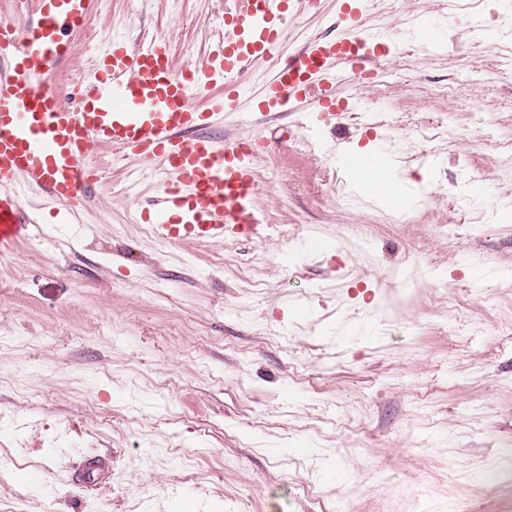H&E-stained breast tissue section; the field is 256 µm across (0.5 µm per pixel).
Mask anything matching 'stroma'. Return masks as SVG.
<instances>
[{
	"label": "stroma",
	"mask_w": 512,
	"mask_h": 512,
	"mask_svg": "<svg viewBox=\"0 0 512 512\" xmlns=\"http://www.w3.org/2000/svg\"><path fill=\"white\" fill-rule=\"evenodd\" d=\"M228 7L100 0L55 83L115 37L204 61ZM338 10L298 15L282 53ZM362 24L393 43L337 80L346 111L220 130L266 143L257 236L156 243L131 220L154 180L106 149L78 224L0 248V512H512V10L369 0ZM347 151L407 204L337 199ZM91 454L111 474L78 483Z\"/></svg>",
	"instance_id": "35a3bbf8"
}]
</instances>
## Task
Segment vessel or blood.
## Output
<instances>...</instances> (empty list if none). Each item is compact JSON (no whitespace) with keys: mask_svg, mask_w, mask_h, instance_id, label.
<instances>
[{"mask_svg":"<svg viewBox=\"0 0 512 512\" xmlns=\"http://www.w3.org/2000/svg\"><path fill=\"white\" fill-rule=\"evenodd\" d=\"M321 4L231 0L224 35L205 63L179 73L162 38L134 47L113 41L94 74L64 98L53 79L70 59V33L84 29L99 0H8L0 19V247L34 227L24 215L27 191L68 215L84 210L100 181L94 159L106 148L155 164L157 196L140 219L160 243L252 238L259 223L256 141L212 135L245 106L241 78L272 63L251 111L283 113L314 97V118L324 122L339 112L331 95L338 75L360 74L386 53L360 25L367 0H342L336 38L311 39L281 57L288 22ZM341 164L358 185L383 159L346 153Z\"/></svg>","mask_w":512,"mask_h":512,"instance_id":"obj_1","label":"vessel or blood"}]
</instances>
